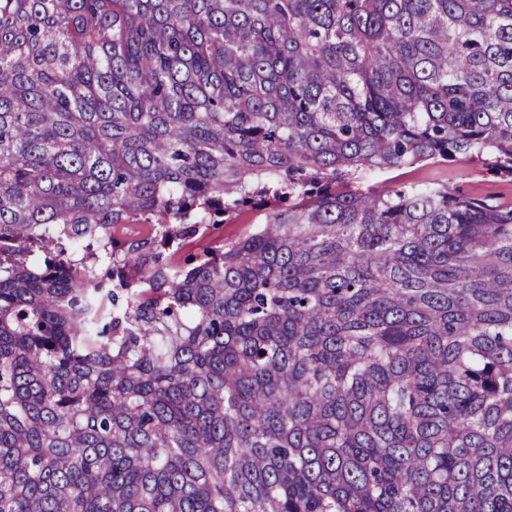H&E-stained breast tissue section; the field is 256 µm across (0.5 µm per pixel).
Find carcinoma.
Instances as JSON below:
<instances>
[{
	"instance_id": "obj_1",
	"label": "carcinoma",
	"mask_w": 512,
	"mask_h": 512,
	"mask_svg": "<svg viewBox=\"0 0 512 512\" xmlns=\"http://www.w3.org/2000/svg\"><path fill=\"white\" fill-rule=\"evenodd\" d=\"M462 156L512 0H0V512H512V203L365 185ZM255 219L254 210H243L235 212L224 221V224H217L211 227V235L214 238L224 239V244L234 242L243 232L248 224Z\"/></svg>"
}]
</instances>
